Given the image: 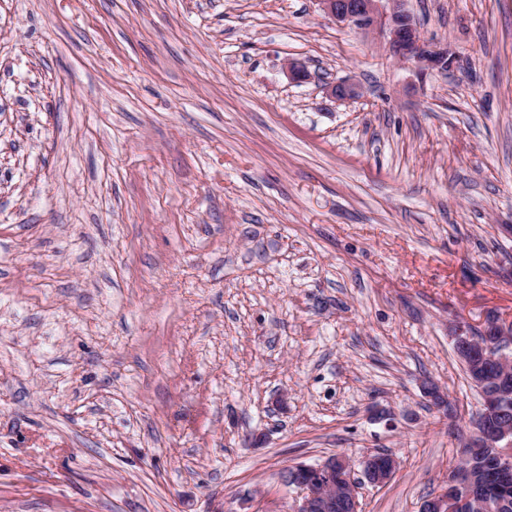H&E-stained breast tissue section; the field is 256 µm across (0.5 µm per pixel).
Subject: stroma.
<instances>
[{
  "label": "stroma",
  "mask_w": 512,
  "mask_h": 512,
  "mask_svg": "<svg viewBox=\"0 0 512 512\" xmlns=\"http://www.w3.org/2000/svg\"><path fill=\"white\" fill-rule=\"evenodd\" d=\"M404 7L452 70L318 0H0V512H289L383 450L359 512L442 491L448 323L512 320V0ZM374 454L365 456L359 461V466L364 478L373 486L387 483L397 467V459L392 455ZM352 460L344 454H334L316 465L296 464L283 472L284 482L297 491L291 512H335L346 508L358 511L357 485L346 480L344 473L352 470ZM345 482L336 496V484Z\"/></svg>",
  "instance_id": "stroma-1"
}]
</instances>
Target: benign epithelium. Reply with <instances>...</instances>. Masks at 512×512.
<instances>
[{"label": "benign epithelium", "mask_w": 512, "mask_h": 512, "mask_svg": "<svg viewBox=\"0 0 512 512\" xmlns=\"http://www.w3.org/2000/svg\"><path fill=\"white\" fill-rule=\"evenodd\" d=\"M323 11L336 21L352 23L362 29L377 28L386 41L391 55L400 61H413L421 72L448 71L456 58L448 47L425 41L414 18L403 8V0H318ZM332 96L339 99L356 98L361 87L343 82L331 87ZM498 331L496 346L477 344L472 340L469 325L455 320L449 332L456 356H465L474 366L471 384L476 390L491 382L499 385L498 393L482 399L481 411L473 420L460 457L466 458L470 449L490 443L485 429L488 417L500 413V400L508 396L506 375L512 374V321L496 317L486 320L483 331ZM364 478L373 486L387 483L397 467L392 455H368L359 461ZM352 460L344 454H334L316 465L296 464L283 472L284 482L297 491L291 512H336L346 508L358 512L357 485L346 480L344 473L352 470ZM472 475L468 469L455 471L449 487L422 505L425 512H475L480 500L471 491Z\"/></svg>", "instance_id": "benign-epithelium-1"}]
</instances>
